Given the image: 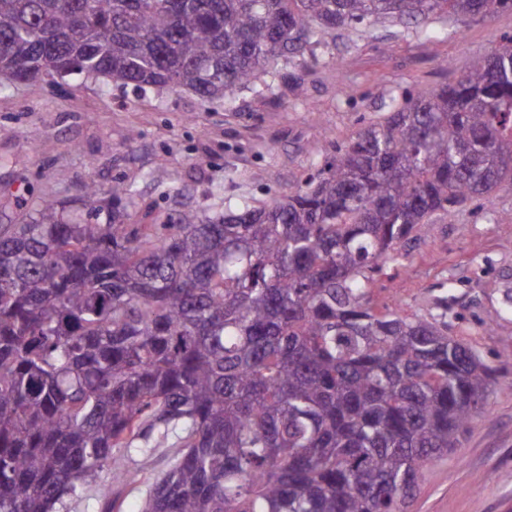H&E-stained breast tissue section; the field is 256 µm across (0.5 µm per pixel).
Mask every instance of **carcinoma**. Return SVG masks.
Wrapping results in <instances>:
<instances>
[{"label": "carcinoma", "mask_w": 512, "mask_h": 512, "mask_svg": "<svg viewBox=\"0 0 512 512\" xmlns=\"http://www.w3.org/2000/svg\"><path fill=\"white\" fill-rule=\"evenodd\" d=\"M512 0H0V67L65 64L231 107L339 29L424 28ZM512 187V34L455 83L369 121L264 205L127 224L136 191L87 186L0 226V512L176 436L142 512H405L496 382L448 324L372 304L373 274L435 214Z\"/></svg>", "instance_id": "cac0c4a2"}]
</instances>
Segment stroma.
<instances>
[{
  "instance_id": "obj_1",
  "label": "stroma",
  "mask_w": 512,
  "mask_h": 512,
  "mask_svg": "<svg viewBox=\"0 0 512 512\" xmlns=\"http://www.w3.org/2000/svg\"><path fill=\"white\" fill-rule=\"evenodd\" d=\"M432 38L394 23L328 37L291 58L274 92L234 107L181 89L131 88L80 76L0 78V225L28 219L49 197L70 205L88 181L132 185V224H168L178 211L222 213L270 202L334 158L369 120L405 97L455 81L471 59L512 33V13L462 24L433 17ZM374 276L373 299L406 316H441L448 333L497 371L462 445L431 460L408 512H512V187L454 218L438 215ZM173 462L169 441L132 454L116 512H141Z\"/></svg>"
}]
</instances>
